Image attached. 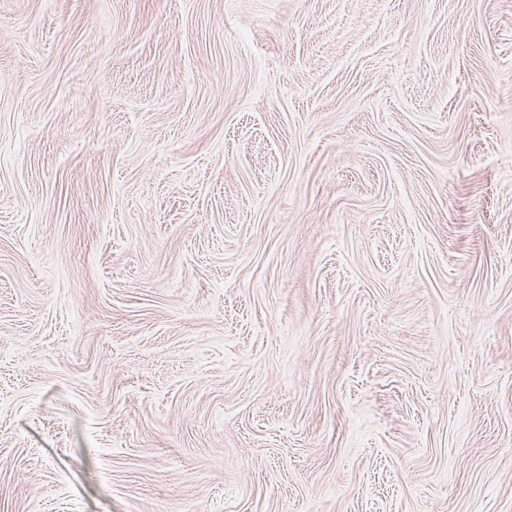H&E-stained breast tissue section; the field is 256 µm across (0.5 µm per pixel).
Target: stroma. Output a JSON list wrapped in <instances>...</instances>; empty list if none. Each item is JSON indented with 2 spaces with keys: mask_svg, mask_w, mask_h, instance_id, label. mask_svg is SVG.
<instances>
[{
  "mask_svg": "<svg viewBox=\"0 0 512 512\" xmlns=\"http://www.w3.org/2000/svg\"><path fill=\"white\" fill-rule=\"evenodd\" d=\"M0 512H512V0H0Z\"/></svg>",
  "mask_w": 512,
  "mask_h": 512,
  "instance_id": "1",
  "label": "stroma"
}]
</instances>
